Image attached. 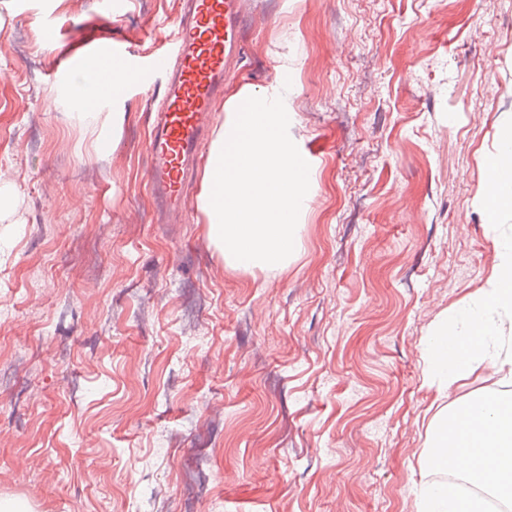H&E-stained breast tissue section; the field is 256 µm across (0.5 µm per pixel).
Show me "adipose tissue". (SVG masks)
<instances>
[{
	"label": "adipose tissue",
	"instance_id": "ef3b65f1",
	"mask_svg": "<svg viewBox=\"0 0 512 512\" xmlns=\"http://www.w3.org/2000/svg\"><path fill=\"white\" fill-rule=\"evenodd\" d=\"M512 321V240L502 243L496 254L489 286L476 308L460 320L440 323L429 349V371L439 383H449L459 373L484 364L512 375V340L503 335L504 320ZM453 338L446 348L445 338ZM477 413L468 419L453 409L433 426L427 438L431 448L448 442L476 449L470 475L494 492L512 500V398L485 396L470 401Z\"/></svg>",
	"mask_w": 512,
	"mask_h": 512
}]
</instances>
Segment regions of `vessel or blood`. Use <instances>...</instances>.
Listing matches in <instances>:
<instances>
[{
	"label": "vessel or blood",
	"mask_w": 512,
	"mask_h": 512,
	"mask_svg": "<svg viewBox=\"0 0 512 512\" xmlns=\"http://www.w3.org/2000/svg\"><path fill=\"white\" fill-rule=\"evenodd\" d=\"M244 0H183L171 39L141 58L120 44L88 57L91 91L126 97L146 77L159 79L162 93L151 123L146 150L147 188L160 213L172 219L189 212L185 188L194 162L203 152L224 80L242 54ZM442 469H464L465 449L440 451Z\"/></svg>",
	"instance_id": "vessel-or-blood-1"
}]
</instances>
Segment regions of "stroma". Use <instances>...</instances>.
Segmentation results:
<instances>
[{"label":"stroma","instance_id":"obj_1","mask_svg":"<svg viewBox=\"0 0 512 512\" xmlns=\"http://www.w3.org/2000/svg\"><path fill=\"white\" fill-rule=\"evenodd\" d=\"M180 0H0V498L32 512H419L435 327L487 288L512 0H250L230 90L280 86L316 157L288 264L234 270L146 187L155 80L75 107L51 71L166 39ZM60 30L56 44L45 24ZM110 154L96 153L99 135Z\"/></svg>","mask_w":512,"mask_h":512}]
</instances>
